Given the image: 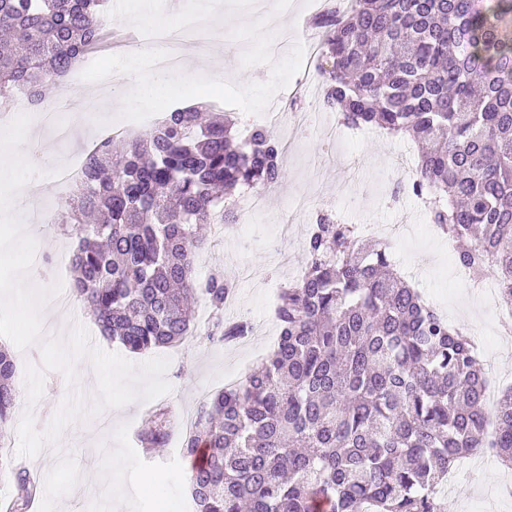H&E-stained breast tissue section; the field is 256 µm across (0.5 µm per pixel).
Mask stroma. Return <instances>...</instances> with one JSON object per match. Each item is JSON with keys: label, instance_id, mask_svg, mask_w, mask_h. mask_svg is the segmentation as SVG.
<instances>
[{"label": "stroma", "instance_id": "obj_1", "mask_svg": "<svg viewBox=\"0 0 512 512\" xmlns=\"http://www.w3.org/2000/svg\"><path fill=\"white\" fill-rule=\"evenodd\" d=\"M137 2L154 21L176 24L185 16L200 14L221 23L227 32L252 17L270 14L273 8V0H107L106 9L114 24L130 26L129 12ZM299 77L302 86L282 90L277 102L288 113H321L318 75L303 71ZM271 134L286 146L284 178L265 191V207L251 223L238 224L223 233L210 230L196 263L198 280H205L217 268L233 280L236 303L225 308L224 318L251 321L252 335L226 344L194 337L157 351L170 361L166 379L173 387L160 401L170 405L182 422L195 417L208 394L227 381L240 379L273 347L278 333L274 319L277 291L282 282L299 275L304 264L302 244L318 209L332 211L341 223L361 226L365 236L372 239L378 230L395 222L400 210L411 212L416 223L427 221L419 199L410 192L397 191V181L390 173L393 156L401 152L417 156L418 147L411 140L350 130L344 140L330 145L315 129L306 136L291 138L284 125L272 129ZM1 168L45 182L46 189L38 198L44 211L59 213L68 200L53 183L54 164L42 163L37 151L15 145L13 152L0 155ZM303 198L308 199L309 207L300 215L294 203ZM24 227L43 255L37 266L39 285L49 286L58 279L72 285V273L58 275L57 259L71 254L74 241L65 238L56 226L42 229L29 220ZM390 246L397 268L447 314L451 324L483 330L488 346L484 367L490 387L498 390L512 385V336L501 335L499 318L452 266L447 239L433 237L407 243L395 239ZM148 408V403L136 401L72 423L62 432L57 450L48 449L38 458L26 460V467L41 474L48 473L60 452L74 453L84 471L91 469L102 453L127 460V468L119 470L112 489L79 482L59 499V512H71L76 504L84 512H193L185 487L180 429H173L168 447L160 452L146 451L137 439ZM505 472V467L492 460L476 476L460 480L445 500L447 512H471L481 496L489 499L491 512H512V499L501 494Z\"/></svg>", "mask_w": 512, "mask_h": 512}]
</instances>
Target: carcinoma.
Instances as JSON below:
<instances>
[{"label": "carcinoma", "mask_w": 512, "mask_h": 512, "mask_svg": "<svg viewBox=\"0 0 512 512\" xmlns=\"http://www.w3.org/2000/svg\"><path fill=\"white\" fill-rule=\"evenodd\" d=\"M103 0H0V104L43 88L81 61L102 31ZM317 69L325 108L351 128L384 130L422 153L406 191L450 235L455 265L496 281L512 301V0H352L324 16ZM177 108L112 154L91 151L61 223L78 302L100 333L132 353L197 332L191 302L211 310L204 337L244 339L224 320V273L195 279L201 230L236 221V189L283 176V148L263 127ZM301 274L283 283L272 351L203 401L181 455L194 512H444L448 472L488 452L512 467V388L486 402L472 336L448 323L392 262L389 244L317 212ZM17 386L0 345V445ZM171 438L170 410L143 420L142 447ZM26 512L42 481L11 464Z\"/></svg>", "instance_id": "obj_1"}]
</instances>
